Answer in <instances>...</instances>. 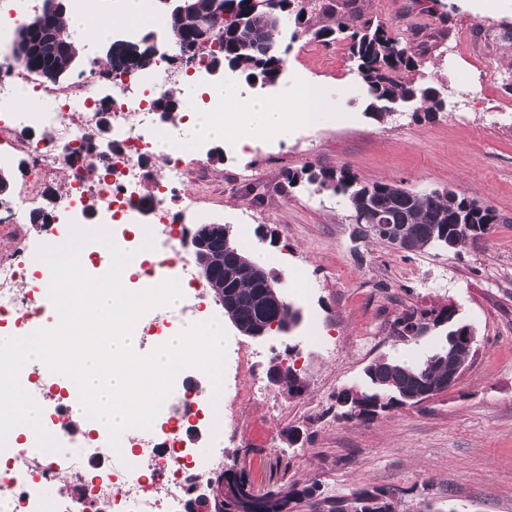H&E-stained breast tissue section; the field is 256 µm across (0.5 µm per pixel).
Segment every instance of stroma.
I'll use <instances>...</instances> for the list:
<instances>
[{"mask_svg":"<svg viewBox=\"0 0 512 512\" xmlns=\"http://www.w3.org/2000/svg\"><path fill=\"white\" fill-rule=\"evenodd\" d=\"M365 17L408 38L422 61L417 82L436 86L447 107L378 121L364 110L365 88L346 42L323 44L295 22L282 28L283 79L268 98H292L299 84L320 95L319 122L298 121L286 136L242 148L208 144L203 180L188 178L197 224H228L246 252L282 275L303 319L295 331L298 368L310 382L289 396L269 366L284 347L227 328L219 405L224 453L260 491L314 484L319 497L363 487L397 489L395 512H512V14L478 0H348ZM306 166L350 169L363 181L410 189H452L491 204L500 220L486 239L455 252H399L355 236L341 197L287 173ZM0 206V255L14 242L48 239V228L8 216L29 179L8 165ZM273 231L261 241L257 227ZM454 305L478 350L459 382L437 398L368 422L331 414V396L360 380L381 355L418 361L436 346L395 341L394 319L412 306ZM301 432L289 444V429Z\"/></svg>","mask_w":512,"mask_h":512,"instance_id":"stroma-1","label":"stroma"}]
</instances>
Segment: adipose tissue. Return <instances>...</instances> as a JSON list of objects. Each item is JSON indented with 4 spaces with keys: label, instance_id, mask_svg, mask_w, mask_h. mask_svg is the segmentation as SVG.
<instances>
[{
    "label": "adipose tissue",
    "instance_id": "obj_1",
    "mask_svg": "<svg viewBox=\"0 0 512 512\" xmlns=\"http://www.w3.org/2000/svg\"><path fill=\"white\" fill-rule=\"evenodd\" d=\"M319 110L318 97L309 89L295 94L294 107L289 110L273 100L242 96L229 86L224 90L223 114L189 117L179 126L165 130L156 141V150L166 153L176 144L188 148L203 141L240 147L255 134H286L295 121L316 118Z\"/></svg>",
    "mask_w": 512,
    "mask_h": 512
}]
</instances>
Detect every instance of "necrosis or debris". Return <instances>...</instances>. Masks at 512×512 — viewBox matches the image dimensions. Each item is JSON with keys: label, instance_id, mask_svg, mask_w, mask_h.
I'll use <instances>...</instances> for the list:
<instances>
[{"label": "necrosis or debris", "instance_id": "4bbe7bcc", "mask_svg": "<svg viewBox=\"0 0 512 512\" xmlns=\"http://www.w3.org/2000/svg\"><path fill=\"white\" fill-rule=\"evenodd\" d=\"M177 66L174 56L168 55L156 59L148 70L113 81L110 126L115 149L111 173L93 183L86 172H68L71 211L85 213L87 196H94L96 214L120 248L136 249L134 231L138 228L163 239L164 250L143 262L140 274L133 279L139 288L188 276L190 260L177 248L184 235V216L171 211L167 204L168 197L184 182L183 149L177 145L168 154L156 155L154 147L162 128L150 106L152 97L164 92ZM28 79L19 66L0 69V140L9 139L11 148L25 156L42 180L63 164L68 149L90 140L101 115L79 84L55 89L58 106L53 111L41 110L35 100L27 108H18L15 87ZM21 122L41 124L53 134L36 142L16 139L14 132ZM154 157L165 175L154 184L151 199L146 200L141 195L143 175ZM32 251L22 240L10 258L0 261V323L13 324L23 336L40 329L49 302L48 282L28 290L21 287ZM174 390L181 395L183 413L175 415L169 406H162L149 429L155 443L140 449L136 464L119 458L94 429L77 436L74 453L66 456L47 454L33 440L23 448L10 441L0 449V495L10 499L13 512H47L41 488L46 480L62 474L71 491L61 497L56 512H96L101 506L107 512H167L168 500L184 495L191 486L206 485L225 463L223 448L204 452L184 447L182 431L207 428L208 421L194 387L178 380Z\"/></svg>", "mask_w": 512, "mask_h": 512}]
</instances>
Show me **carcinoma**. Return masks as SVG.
Masks as SVG:
<instances>
[{"instance_id": "obj_1", "label": "carcinoma", "mask_w": 512, "mask_h": 512, "mask_svg": "<svg viewBox=\"0 0 512 512\" xmlns=\"http://www.w3.org/2000/svg\"><path fill=\"white\" fill-rule=\"evenodd\" d=\"M198 9L192 15H172L170 32L174 46L181 53H195L203 45L217 43L218 49L208 51L211 61L221 60L237 68L236 75L247 80L258 76L262 80L277 81L286 64L285 51L280 47V30L275 16L291 10L295 20L303 25V33L312 39L330 44L348 41L350 55L355 57L357 74L365 87L367 97L365 111L382 120L390 113L383 111L389 101L400 102L408 97L418 104L416 111L429 117L443 111L445 99L439 97L436 87L406 81L401 74L410 73L420 66L407 39L389 29L386 23L364 18L356 11H345L337 0L323 4L327 23L318 25L307 17L306 0H272L265 7H258L253 0H196ZM13 43L22 53L17 64L34 73L48 65L65 75L70 70V58L63 50L49 59L39 49L38 36L30 29V22L20 24L14 33ZM133 42L116 40L107 50L111 71L128 72L126 62ZM171 108L166 113L169 124H177L183 110V101L171 90L153 100L152 106ZM288 183L302 180L318 187L333 183L331 192L345 200L356 212L367 206L388 212L392 223L397 224L410 242V251L422 252L433 248L444 249L448 238L462 234L455 221L448 217V204L435 191L428 193L413 189L404 191L387 180L365 182L348 169H316L309 174L304 167L299 172L287 174ZM457 209L464 213L465 222L472 230L470 240L484 239L495 224V209L488 205L484 210L472 207L470 196L458 195ZM216 269L224 274V319L237 331L250 332L267 323H294L298 309L283 297L275 303L260 284L252 282L240 273L245 253L230 237L213 241ZM438 313L434 319L432 334L440 337L435 350L420 362L405 363L396 357L379 356L363 369L361 379L338 390L332 397L329 410L347 421H365L394 409L415 404L425 388L448 379V359L467 366L477 348L467 349L451 345V336L470 325L460 320L458 310L451 304L440 308L411 307L400 314L406 319L415 315ZM297 370L293 366L282 375L281 382L290 395H300L309 386L305 374L303 382L295 384ZM317 486L302 488L293 484L288 489L277 487L265 492L264 503L254 505L244 499H228L222 512H280V506L303 498L316 497Z\"/></svg>"}]
</instances>
